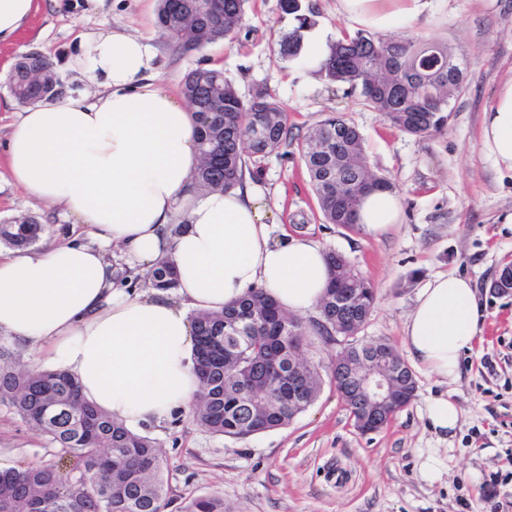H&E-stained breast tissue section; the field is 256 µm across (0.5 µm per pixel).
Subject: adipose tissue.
<instances>
[{"label": "adipose tissue", "mask_w": 512, "mask_h": 512, "mask_svg": "<svg viewBox=\"0 0 512 512\" xmlns=\"http://www.w3.org/2000/svg\"><path fill=\"white\" fill-rule=\"evenodd\" d=\"M430 0H336L338 14L381 31L416 20ZM144 39L105 25L80 43L83 87L21 112L7 142L13 182L74 219L76 238L47 250H0V335L27 346L77 381L85 400L137 431L191 409L199 391L192 314L219 311L261 287L301 315L325 294V250L274 237L263 193L252 185L202 192L193 111L152 79ZM482 144L512 172V79L485 112ZM390 190L358 209L363 234L399 224ZM178 234H171L173 226ZM119 247L147 273L176 267L174 291L130 293L106 254ZM485 321L471 279L441 273L421 288L402 344L413 362L451 384Z\"/></svg>", "instance_id": "obj_1"}]
</instances>
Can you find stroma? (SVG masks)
<instances>
[{
  "label": "stroma",
  "instance_id": "obj_1",
  "mask_svg": "<svg viewBox=\"0 0 512 512\" xmlns=\"http://www.w3.org/2000/svg\"><path fill=\"white\" fill-rule=\"evenodd\" d=\"M315 25L305 31L299 58L281 44L295 26L280 0H247L241 27L231 37L198 49L177 48L157 21L159 0H38L17 41L0 46V222L35 216L45 227L40 244L68 242L71 218L30 200L5 163L11 126L22 110L4 77L21 55L36 51L55 65L64 88L81 83L68 62L83 34L110 23L147 37L155 79L180 92L189 70L220 68L243 99L263 91L305 134L326 114L343 115L364 139L370 168L399 195L403 222L375 241L356 227L324 223L309 177L294 146H281L255 181L276 227L343 255L369 281L375 306L360 338L383 340L403 352V325L419 290L439 273L473 280L486 317L482 339L463 360L452 386L416 370L417 395L383 429L363 434L331 382L337 346L314 340L320 364L317 400L284 428L246 439L210 434L190 413L145 427L168 465L173 497H223L229 512H512V293L490 284L512 262V173L499 169L481 140L484 112L500 85L512 78V0H432L428 13L392 37L447 44L466 65L464 89L451 101L441 132L412 136L328 84L307 49L314 34L327 41L355 32L336 0H304ZM451 393L463 411L453 435L435 433L426 406ZM55 448L8 404L0 403V470L59 460Z\"/></svg>",
  "mask_w": 512,
  "mask_h": 512
}]
</instances>
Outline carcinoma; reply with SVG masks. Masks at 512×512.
Segmentation results:
<instances>
[{
    "instance_id": "obj_1",
    "label": "carcinoma",
    "mask_w": 512,
    "mask_h": 512,
    "mask_svg": "<svg viewBox=\"0 0 512 512\" xmlns=\"http://www.w3.org/2000/svg\"><path fill=\"white\" fill-rule=\"evenodd\" d=\"M186 14L181 25L173 23L177 2ZM160 0L158 23L176 37L177 46L192 49L226 39L238 29L245 15L246 0ZM281 8L294 16L297 26L282 40L290 57L300 54L303 32L313 21L302 0H281ZM39 53H26L7 79L13 86L35 67ZM328 82L346 87L361 104L379 113L392 127L419 136L442 131L448 124L450 102L464 85L461 64L438 43H423L412 36L388 37L367 30L334 41L319 64ZM56 74L42 85L12 93L20 104L52 98ZM181 91L194 109L202 162L196 173L200 188L230 189L243 183L245 175L257 173L264 160L281 145L295 142L327 224L357 223L360 197L353 191L358 176H370L373 187L390 188L389 181L374 173L367 162L363 138L341 115L331 114L310 132L295 137L286 112L262 92L249 103L239 96L232 81L219 69L189 71ZM267 128V139L254 144L243 140V124ZM330 140V149L318 143ZM41 227L31 217L18 224H0V243L13 248L33 245ZM330 280L319 304L318 319L302 321L286 315L261 289L222 311L192 317L197 338L195 369L200 394L192 415L205 431L218 436L244 439L280 429L305 411L318 397L321 375L309 355V336L326 342L342 341L344 330L336 327V294L351 293L354 303L348 316L362 325L375 302V292L365 279H346L348 263L327 252ZM145 281L158 290L176 288L173 264L158 260ZM251 307L265 310V320L251 330L245 351L228 352L215 342L224 329L240 322ZM254 368V378L244 380L239 368ZM286 371L302 369L294 386L298 400L266 386L269 366ZM353 382H339L336 391L359 417ZM0 402L10 404L21 419L37 428L69 457L67 469L54 461L21 469L0 471V512H167L173 503L164 478L165 467L156 441L129 430L123 422L100 411L80 394L76 380L65 370L0 368ZM54 413L47 417V407ZM177 512H226L224 499L213 495L180 498Z\"/></svg>"
}]
</instances>
